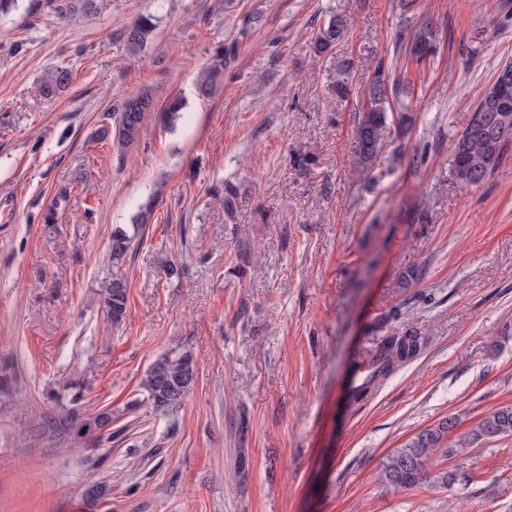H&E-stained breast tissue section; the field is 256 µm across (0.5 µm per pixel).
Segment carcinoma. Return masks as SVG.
<instances>
[{"mask_svg":"<svg viewBox=\"0 0 512 512\" xmlns=\"http://www.w3.org/2000/svg\"><path fill=\"white\" fill-rule=\"evenodd\" d=\"M61 14L71 15L76 9L93 7L94 0H50ZM155 29L153 17L142 16L125 30L126 42L133 50L143 47ZM345 21L334 16L320 29L313 43V51L321 55L329 51L344 36ZM437 49L436 30L428 21H421L416 27L412 40L406 46L408 60L419 65L434 57ZM235 55V46L220 49L204 77L198 80V95L210 96L224 74V63ZM72 79L71 70L58 66L44 77L41 92L53 97L65 91ZM399 88L389 83L384 64L378 63L374 80L369 88V104L358 115L357 156L362 167L368 169L377 159L381 145L391 133L388 119L390 97H398ZM183 109L179 98L171 99L163 108L156 107L154 98L140 93L125 99L118 109L117 143L123 149L135 145L149 116L156 112L165 125L174 124ZM498 122L507 128L509 135L476 136L474 122L455 140L451 152L450 176L464 188L478 186L500 166L504 154L512 144V99L507 108L498 113ZM130 238L122 231L112 235V262L119 263L130 248ZM127 284L123 276L112 275V283L106 289L104 308L112 323L118 325L127 310ZM424 346V338L416 330H407L387 337L374 349L381 363V376L392 374L400 365L416 358ZM195 383V364L189 354L166 355L154 362L146 371L142 389L146 400L156 411H170L179 408ZM456 427V418L448 417L437 426L426 429L413 437L408 444L396 450L385 467L386 477L398 489H413L427 479L446 486L452 479L447 472L432 474L436 450L449 432ZM35 433L58 443L68 441L73 445L102 444L112 442V411L103 408L83 416L76 410L58 412L51 408L38 419ZM512 434V408L503 409L485 418L471 433L461 439L458 447L483 438Z\"/></svg>","mask_w":512,"mask_h":512,"instance_id":"1","label":"carcinoma"}]
</instances>
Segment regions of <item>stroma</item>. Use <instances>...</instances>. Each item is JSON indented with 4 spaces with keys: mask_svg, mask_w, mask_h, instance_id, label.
<instances>
[{
    "mask_svg": "<svg viewBox=\"0 0 512 512\" xmlns=\"http://www.w3.org/2000/svg\"><path fill=\"white\" fill-rule=\"evenodd\" d=\"M148 14L131 51L124 31ZM334 15L345 36L315 55ZM421 19L439 37L423 67L394 54ZM229 44L222 84L198 96ZM510 59L512 0H98L73 19L18 0L0 16V512H512V436L455 449L512 407V152L480 186L449 173ZM380 62L404 93L365 172L355 131ZM58 65L71 84L43 97ZM142 92L182 97L177 124L147 122L129 150L98 140ZM118 228L134 241L115 267ZM407 329L420 355L352 405L355 355ZM186 352L193 392L153 411L147 369ZM73 404L111 409V443L36 435ZM449 416L454 483L391 486L388 456ZM152 16H142L129 25L124 34L126 42L133 50L143 47L155 29ZM127 284L123 276L113 274L112 283L106 289L104 308L112 319V324L118 325L124 319L127 310Z\"/></svg>",
    "mask_w": 512,
    "mask_h": 512,
    "instance_id": "1",
    "label": "stroma"
}]
</instances>
